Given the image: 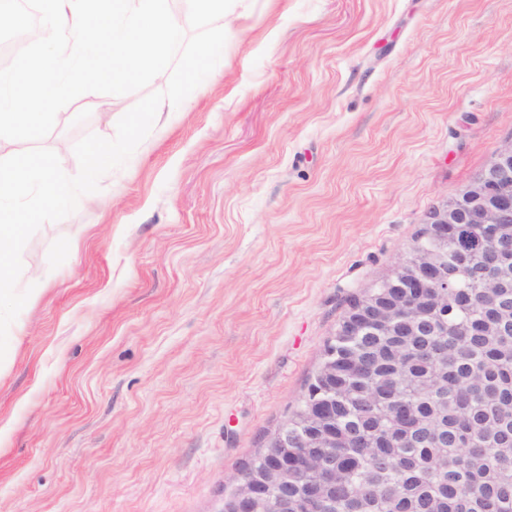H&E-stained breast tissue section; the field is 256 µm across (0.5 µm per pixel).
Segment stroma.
Returning a JSON list of instances; mask_svg holds the SVG:
<instances>
[{
	"instance_id": "obj_1",
	"label": "stroma",
	"mask_w": 512,
	"mask_h": 512,
	"mask_svg": "<svg viewBox=\"0 0 512 512\" xmlns=\"http://www.w3.org/2000/svg\"><path fill=\"white\" fill-rule=\"evenodd\" d=\"M185 112L28 240L0 512H222L349 303L512 140V0H244ZM141 98L81 95L67 175ZM77 243L65 249V240Z\"/></svg>"
}]
</instances>
